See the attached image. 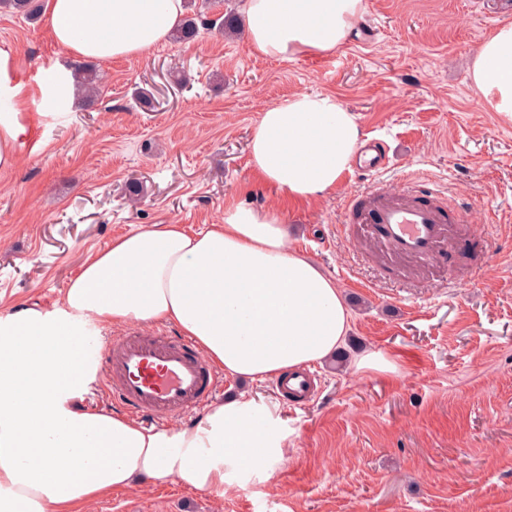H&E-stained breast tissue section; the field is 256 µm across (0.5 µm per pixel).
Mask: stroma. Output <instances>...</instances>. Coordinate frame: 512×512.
Listing matches in <instances>:
<instances>
[{
  "mask_svg": "<svg viewBox=\"0 0 512 512\" xmlns=\"http://www.w3.org/2000/svg\"><path fill=\"white\" fill-rule=\"evenodd\" d=\"M372 43L292 59L256 54L210 20L246 0H191L194 42L92 62L94 102L67 107L52 85L78 67L32 23L0 11L17 57L28 134L0 170V316L52 310L82 262L154 224L191 232L243 204L277 209L290 245L351 308L344 367L314 364L318 396L282 409L285 458L269 480L223 496L171 484L99 500L92 512H512V123L470 80L476 51L512 23V0H364ZM298 93L337 97L389 156L376 177L350 171L294 202L249 165L261 112ZM152 99V108L138 102ZM429 181L461 207L475 240L447 268L389 256L351 223L350 193ZM143 185L139 203L128 186ZM394 373L361 371L365 353Z\"/></svg>",
  "mask_w": 512,
  "mask_h": 512,
  "instance_id": "obj_1",
  "label": "stroma"
}]
</instances>
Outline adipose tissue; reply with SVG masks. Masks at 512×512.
<instances>
[{"mask_svg": "<svg viewBox=\"0 0 512 512\" xmlns=\"http://www.w3.org/2000/svg\"><path fill=\"white\" fill-rule=\"evenodd\" d=\"M50 35L72 56L132 57L163 44L183 0H48ZM363 0H246L247 38L259 55L335 52L364 14ZM13 50L0 48V170L17 163L23 88ZM470 79L512 122V24L478 48ZM361 130L330 95L300 93L265 109L249 163L288 197L320 196L350 171ZM167 323L190 336L225 375L260 382L332 356L350 310L333 280L290 248L281 215L235 205L189 234L156 224L88 257L48 314L30 306L0 317V512H87L115 491L177 482L223 492L268 480L288 429L274 406L245 394L212 403L195 422L146 427L83 405L97 367L80 322Z\"/></svg>", "mask_w": 512, "mask_h": 512, "instance_id": "1", "label": "adipose tissue"}]
</instances>
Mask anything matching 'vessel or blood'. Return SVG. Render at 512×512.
<instances>
[{"instance_id":"b4317fda","label":"vessel or blood","mask_w":512,"mask_h":512,"mask_svg":"<svg viewBox=\"0 0 512 512\" xmlns=\"http://www.w3.org/2000/svg\"><path fill=\"white\" fill-rule=\"evenodd\" d=\"M364 149L371 154L360 165L364 174L373 176L388 166L383 146L368 143ZM349 202L363 217L370 238L395 256L433 264L448 260L460 244L452 229L458 214L426 183L394 192L372 185L350 194ZM99 384L111 405L164 422L201 411L213 394L215 375L182 338L136 331L110 342ZM276 387L292 406L309 402L317 392L311 373L302 370L278 377Z\"/></svg>"}]
</instances>
